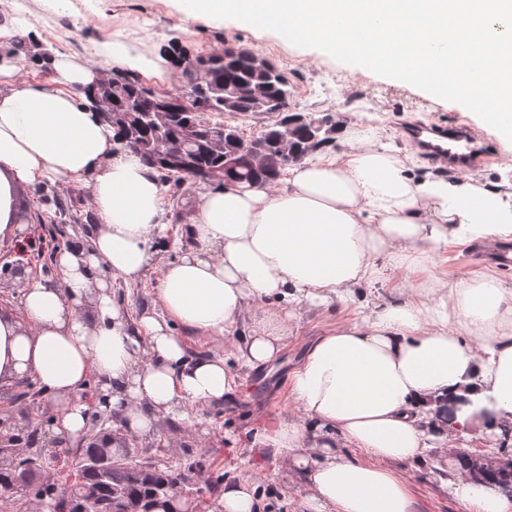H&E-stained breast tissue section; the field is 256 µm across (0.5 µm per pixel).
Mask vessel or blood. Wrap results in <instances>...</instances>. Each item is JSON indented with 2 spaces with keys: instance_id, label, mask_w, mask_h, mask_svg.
Wrapping results in <instances>:
<instances>
[{
  "instance_id": "b4317fda",
  "label": "vessel or blood",
  "mask_w": 512,
  "mask_h": 512,
  "mask_svg": "<svg viewBox=\"0 0 512 512\" xmlns=\"http://www.w3.org/2000/svg\"><path fill=\"white\" fill-rule=\"evenodd\" d=\"M401 135L410 139L427 160L442 169L465 172L488 157L481 130L470 125L415 124L402 128Z\"/></svg>"
}]
</instances>
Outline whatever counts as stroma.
I'll return each mask as SVG.
<instances>
[{"label":"stroma","instance_id":"stroma-1","mask_svg":"<svg viewBox=\"0 0 512 512\" xmlns=\"http://www.w3.org/2000/svg\"><path fill=\"white\" fill-rule=\"evenodd\" d=\"M32 25L37 26L55 55L67 53L92 59L97 44L115 39L125 42L134 54L148 42L160 48L174 41L197 54L213 53L228 45L256 52L287 76L290 111L318 117L327 114L337 126L357 133L379 130L384 142L412 158L411 172L417 176L435 174L436 169L400 138V126L419 120L479 122L477 115L459 104L434 102L414 86L362 73L321 50L283 42L275 33L251 32L232 20H184L174 0H71L70 8L58 11L48 8L45 0H0V27L20 37ZM45 192L48 201L38 203L32 202L29 194H22V208L35 207L51 214L62 203L82 214L90 211L83 183L64 187L50 184ZM93 233V225L68 224L63 234L39 237L22 252L0 246V259L22 260L28 277L53 279L57 272L49 267L51 255L71 242L88 241ZM370 311V305L362 299L334 313L302 307L290 325L282 358L269 377L251 376L246 391L233 405L189 408L194 430H186L184 422L161 419L152 433L138 436L139 446L170 466L193 465V478L202 487L220 473L255 480L263 493L260 512H306L310 490L305 480L288 469L272 449L252 447L251 441L254 433L272 420H298L287 377L307 346L337 317L361 318ZM177 432L183 435L181 444L175 448L163 446V439ZM402 469L409 476L417 512H460L450 479L435 474L431 458L403 464Z\"/></svg>","mask_w":512,"mask_h":512}]
</instances>
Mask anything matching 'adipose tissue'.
I'll return each instance as SVG.
<instances>
[{
    "instance_id": "adipose-tissue-1",
    "label": "adipose tissue",
    "mask_w": 512,
    "mask_h": 512,
    "mask_svg": "<svg viewBox=\"0 0 512 512\" xmlns=\"http://www.w3.org/2000/svg\"><path fill=\"white\" fill-rule=\"evenodd\" d=\"M97 52L104 66L46 60V86L25 82L26 53L0 56V241L33 243L20 194L49 183H85L99 221L90 245L57 254V280H20V309L0 306V388L35 381L55 435L77 439L89 425L79 393L92 381L119 428L146 434L224 400L240 370L274 365L302 306L328 310L389 284L399 301H374L369 316L337 320L307 348L288 379L299 419L254 435L304 476L308 512H415L401 464L512 428V286L488 265L434 273L448 245L512 240V182L416 181L397 150L343 128L278 183L200 193L181 229L156 170L120 146L86 93L107 68L153 76L154 62L114 41ZM173 246L179 257L154 276ZM113 276L156 277L160 311L130 321ZM179 326L228 353L188 356ZM349 447L369 462L347 460ZM453 485L461 512H512L511 496L460 474ZM214 509L257 512L254 482L226 479Z\"/></svg>"
}]
</instances>
